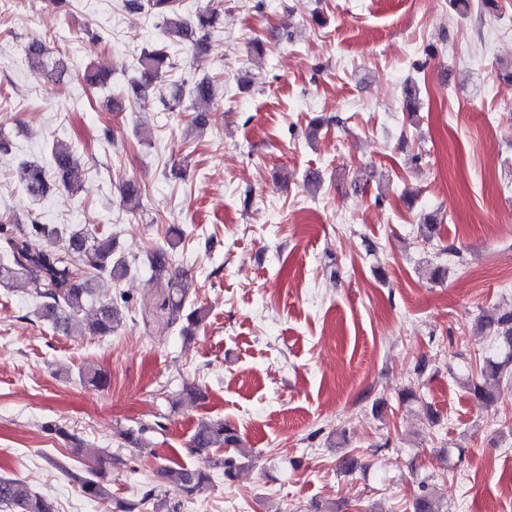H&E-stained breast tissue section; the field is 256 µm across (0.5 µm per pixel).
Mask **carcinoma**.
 I'll list each match as a JSON object with an SVG mask.
<instances>
[{
  "label": "carcinoma",
  "mask_w": 512,
  "mask_h": 512,
  "mask_svg": "<svg viewBox=\"0 0 512 512\" xmlns=\"http://www.w3.org/2000/svg\"><path fill=\"white\" fill-rule=\"evenodd\" d=\"M125 8L140 11L148 8L163 16L165 36L170 43H196L195 36L214 28L219 21V13L214 8L198 11L186 18L179 11L177 0H125ZM169 43L151 50H144L138 58L139 76L131 79L127 95L132 100L144 101L151 85L161 78L166 70L173 67L170 61ZM27 56L33 69L45 71L52 66L51 73L65 71L63 60L48 61L43 43L29 42ZM188 94L195 105L207 106L213 100V83L201 79L189 88L179 86L172 99L180 101ZM419 85L414 80L407 81L402 89L403 106L409 113L418 109ZM57 177L64 190L71 196L82 191V185L75 175L78 160L63 144H55L51 149ZM17 173L26 192L36 198H43L51 188L47 168L38 161L26 160L19 163ZM141 191L134 183H128L122 190L121 200L129 210L141 207ZM0 239L4 243V253L0 255V286L8 287L21 278L30 277L40 283L39 301L34 315L51 322L56 329L76 339L86 336H109L123 324V309L128 307L130 297L118 291L108 300L99 303L92 315L86 310L94 299L98 288L104 283H117L128 273L130 263L127 257L116 255L115 240L110 234L96 230L77 229L67 226L43 224L32 217L27 223L10 220L0 224ZM176 242L169 241L168 247L159 246L148 255L150 265L158 273L168 271L171 255L168 248ZM184 274L179 273L169 279L172 289L170 314L172 322L181 319L188 321L183 332L188 333L200 325L203 316L198 308L183 314L187 289L183 285ZM481 329L493 337L500 349L504 350V360L497 361L486 357L479 364L478 379H469L468 390L486 405L494 403L503 379L509 378L508 365H512V309H504L482 315ZM48 434L66 440L75 454H80L84 441L76 433L56 423L43 425ZM240 439L234 429L222 420H203L194 430L186 452L190 455L209 456L217 446L237 447ZM248 454H224L211 458L212 466L224 472V479L232 481L242 468L241 460ZM160 476L165 485L176 494L189 498L204 491L210 482L207 471L174 463L161 467ZM80 489L91 500H106L111 497L109 487L98 479L95 472L80 479ZM0 508L5 512H56L54 500L46 495L33 493L17 478L0 477ZM414 512H439L434 496L428 485H421V493L416 497Z\"/></svg>",
  "instance_id": "1"
}]
</instances>
